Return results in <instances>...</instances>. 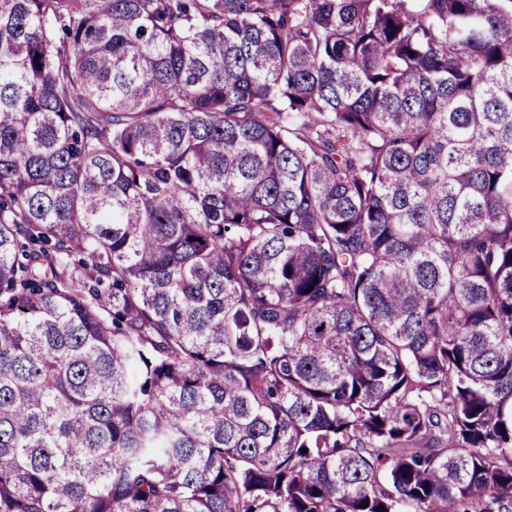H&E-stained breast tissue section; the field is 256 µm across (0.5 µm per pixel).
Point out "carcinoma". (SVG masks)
Segmentation results:
<instances>
[{
  "mask_svg": "<svg viewBox=\"0 0 512 512\" xmlns=\"http://www.w3.org/2000/svg\"><path fill=\"white\" fill-rule=\"evenodd\" d=\"M512 512V0H0V512Z\"/></svg>",
  "mask_w": 512,
  "mask_h": 512,
  "instance_id": "obj_1",
  "label": "carcinoma"
}]
</instances>
